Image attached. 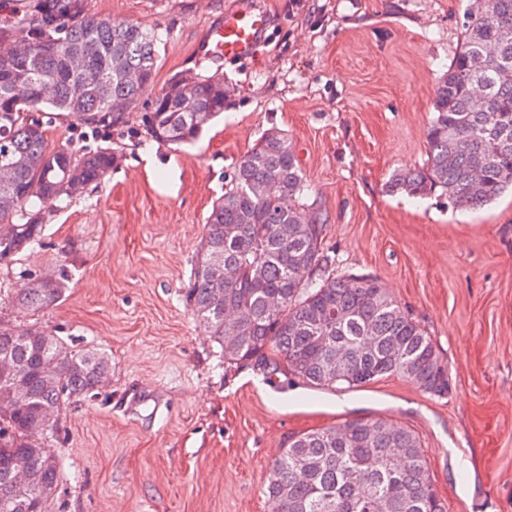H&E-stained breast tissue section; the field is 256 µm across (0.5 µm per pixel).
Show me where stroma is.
Here are the masks:
<instances>
[{
	"label": "stroma",
	"instance_id": "1",
	"mask_svg": "<svg viewBox=\"0 0 512 512\" xmlns=\"http://www.w3.org/2000/svg\"><path fill=\"white\" fill-rule=\"evenodd\" d=\"M238 0H88L92 13L164 32L151 92L110 127L54 113L48 136L112 147L100 184L48 214L40 247L0 265V318L112 360L99 399L63 412L47 448L55 512H269L273 463L297 435L382 416L415 431L446 512H512V192L477 208L413 198L393 174L427 161L439 76L469 0H252L270 27L254 58L195 47ZM182 73L224 77L223 115L192 145L157 141L155 91ZM286 133L326 224L337 273L377 278L448 364L447 397L390 376L321 390L228 366L186 303L192 261L235 164ZM66 272L35 313L11 298Z\"/></svg>",
	"mask_w": 512,
	"mask_h": 512
}]
</instances>
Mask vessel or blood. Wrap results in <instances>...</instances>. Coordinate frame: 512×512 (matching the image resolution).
Instances as JSON below:
<instances>
[{
	"label": "vessel or blood",
	"mask_w": 512,
	"mask_h": 512,
	"mask_svg": "<svg viewBox=\"0 0 512 512\" xmlns=\"http://www.w3.org/2000/svg\"><path fill=\"white\" fill-rule=\"evenodd\" d=\"M269 24L268 13L258 8L242 5L225 11L223 23L212 29L201 51L214 58H252Z\"/></svg>",
	"instance_id": "obj_1"
}]
</instances>
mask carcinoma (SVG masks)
<instances>
[{
    "mask_svg": "<svg viewBox=\"0 0 512 512\" xmlns=\"http://www.w3.org/2000/svg\"><path fill=\"white\" fill-rule=\"evenodd\" d=\"M463 41L438 81L425 168L389 188L412 197L436 189L461 208L512 190V0H472ZM26 51L0 62V263L41 245L46 215L112 169L109 147L81 153L48 143V108L118 120L154 83L163 32L115 22L87 0H35L4 33ZM224 111V78H197L179 96L158 91L150 134L191 144ZM483 177L472 179L475 158ZM288 137L268 130L235 165L205 224L186 303L229 364L284 368L320 389H358L398 376L448 395V364L435 343L375 278L336 274L326 224ZM64 274L30 279L15 307L57 303ZM111 358L44 330L0 320V512H50L59 463L44 438L73 397L95 398ZM24 386L17 403L12 380ZM21 470L32 483L15 485ZM269 512H444L419 436L383 418L294 437L275 461Z\"/></svg>",
    "mask_w": 512,
    "mask_h": 512,
    "instance_id": "obj_1",
    "label": "carcinoma"
}]
</instances>
